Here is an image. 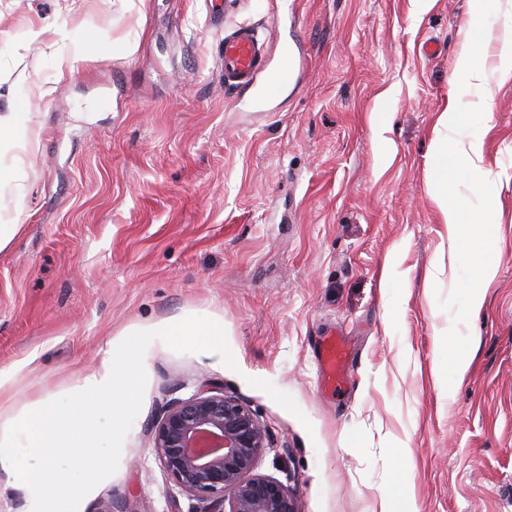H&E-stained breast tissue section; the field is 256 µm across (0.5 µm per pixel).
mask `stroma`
I'll return each mask as SVG.
<instances>
[{"mask_svg":"<svg viewBox=\"0 0 512 512\" xmlns=\"http://www.w3.org/2000/svg\"><path fill=\"white\" fill-rule=\"evenodd\" d=\"M472 20L470 0H230L220 25L204 0H0V114L39 133L5 189L21 230L0 251V430L43 390L66 395L111 341L172 318L223 315L234 358L154 344L118 469L83 512H187L148 426L205 380L268 428L257 471L289 482L299 512L383 496L393 512H512V79L485 97L455 76ZM239 24L310 57L279 99L225 89ZM452 97L492 171L482 189L448 180L498 225L481 283L478 226L451 247L431 198ZM328 333L352 352L337 391L318 381Z\"/></svg>","mask_w":512,"mask_h":512,"instance_id":"1","label":"stroma"}]
</instances>
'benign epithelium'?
Returning <instances> with one entry per match:
<instances>
[{"instance_id": "1", "label": "benign epithelium", "mask_w": 512, "mask_h": 512, "mask_svg": "<svg viewBox=\"0 0 512 512\" xmlns=\"http://www.w3.org/2000/svg\"><path fill=\"white\" fill-rule=\"evenodd\" d=\"M150 433L170 496L191 501L188 512H299L290 486L255 473L269 433L220 384L206 380L192 396L167 403Z\"/></svg>"}]
</instances>
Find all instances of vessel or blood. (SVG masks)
I'll return each mask as SVG.
<instances>
[{"mask_svg":"<svg viewBox=\"0 0 512 512\" xmlns=\"http://www.w3.org/2000/svg\"><path fill=\"white\" fill-rule=\"evenodd\" d=\"M270 45L257 30L241 24L224 36V86L232 90L254 89L261 99L279 98L288 84L298 81L307 65L305 54L284 53L278 62L269 60ZM318 379L339 386L345 377L347 352L335 339L324 340L318 356Z\"/></svg>","mask_w":512,"mask_h":512,"instance_id":"1","label":"vessel or blood"}]
</instances>
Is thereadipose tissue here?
Returning a JSON list of instances; mask_svg holds the SVG:
<instances>
[{"mask_svg":"<svg viewBox=\"0 0 512 512\" xmlns=\"http://www.w3.org/2000/svg\"><path fill=\"white\" fill-rule=\"evenodd\" d=\"M493 40L500 42L501 50L496 67L491 70L488 69L478 46ZM455 72L488 92L492 91L494 81L512 79V30L507 28L496 35L489 29L480 32L469 29L465 36V48L455 62ZM463 121L464 116L457 102L449 101L438 116L432 151V167L435 172L432 195L446 226L448 240L454 246L461 242L462 227L467 224L468 215L457 201L449 198L448 176L461 167L475 173L487 170L482 135H471L464 140L455 137Z\"/></svg>","mask_w":512,"mask_h":512,"instance_id":"obj_1","label":"adipose tissue"}]
</instances>
